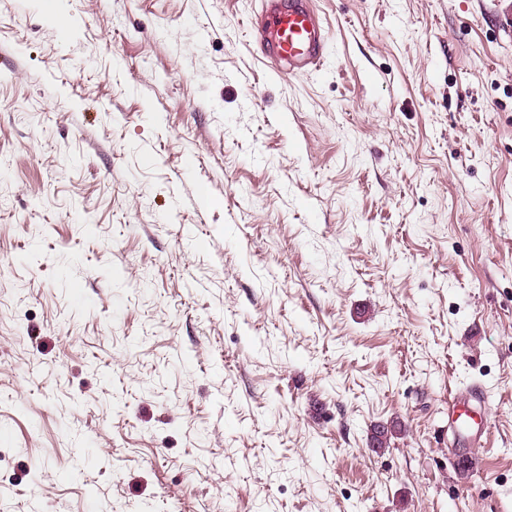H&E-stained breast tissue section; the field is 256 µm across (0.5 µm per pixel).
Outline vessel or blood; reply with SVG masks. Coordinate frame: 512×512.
<instances>
[{"label": "vessel or blood", "mask_w": 512, "mask_h": 512, "mask_svg": "<svg viewBox=\"0 0 512 512\" xmlns=\"http://www.w3.org/2000/svg\"><path fill=\"white\" fill-rule=\"evenodd\" d=\"M261 10L251 21V36L282 78L323 65L330 35L310 0H260ZM489 396L474 385L448 409V426L470 447H482L487 439Z\"/></svg>", "instance_id": "obj_1"}]
</instances>
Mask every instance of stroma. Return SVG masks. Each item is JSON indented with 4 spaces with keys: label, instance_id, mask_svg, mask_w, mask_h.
<instances>
[{
    "label": "stroma",
    "instance_id": "stroma-1",
    "mask_svg": "<svg viewBox=\"0 0 512 512\" xmlns=\"http://www.w3.org/2000/svg\"><path fill=\"white\" fill-rule=\"evenodd\" d=\"M316 5L0 0V512H512V0ZM260 2L261 10L251 20V36L278 76L293 79L323 65L330 35L310 0ZM489 396L481 386L474 385L461 395L454 404L448 407V429H453L456 436L466 440L470 448L482 447L487 439V414ZM473 413L479 416L476 421Z\"/></svg>",
    "mask_w": 512,
    "mask_h": 512
}]
</instances>
